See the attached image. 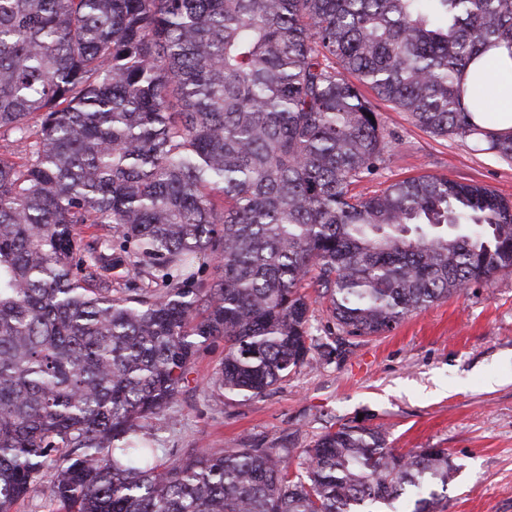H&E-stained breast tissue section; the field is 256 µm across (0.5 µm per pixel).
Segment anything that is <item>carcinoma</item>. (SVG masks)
Segmentation results:
<instances>
[{
  "mask_svg": "<svg viewBox=\"0 0 512 512\" xmlns=\"http://www.w3.org/2000/svg\"><path fill=\"white\" fill-rule=\"evenodd\" d=\"M512 0H0V512H444L446 448L340 423L289 448L155 443L200 348L256 397L312 365L311 301L380 336L512 274V200L390 150L361 91L512 161L464 77ZM77 224H110L117 244ZM140 288H112V249ZM220 268L200 277L202 260ZM49 478H45L44 482L32 492L24 500L19 501L14 506L13 512H52L55 508L49 497L48 489Z\"/></svg>",
  "mask_w": 512,
  "mask_h": 512,
  "instance_id": "1",
  "label": "carcinoma"
}]
</instances>
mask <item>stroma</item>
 Segmentation results:
<instances>
[{
	"label": "stroma",
	"mask_w": 512,
	"mask_h": 512,
	"mask_svg": "<svg viewBox=\"0 0 512 512\" xmlns=\"http://www.w3.org/2000/svg\"><path fill=\"white\" fill-rule=\"evenodd\" d=\"M391 149L358 186L374 194L421 174L478 183L512 198V161L437 136L390 103H375ZM320 360L265 394L227 399L212 387L224 343L202 346L170 414L162 447L304 448L329 427L383 426L392 448L447 449L457 467L444 512H512V275L408 315L382 336L338 331L327 306L311 307Z\"/></svg>",
	"instance_id": "35a3bbf8"
}]
</instances>
